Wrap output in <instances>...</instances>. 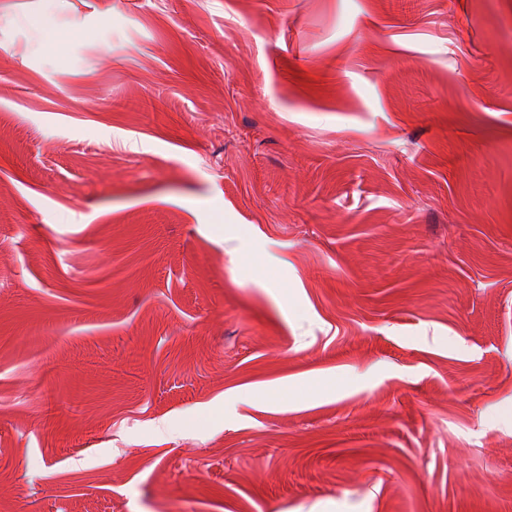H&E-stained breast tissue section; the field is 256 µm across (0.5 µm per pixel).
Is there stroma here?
<instances>
[{"mask_svg":"<svg viewBox=\"0 0 512 512\" xmlns=\"http://www.w3.org/2000/svg\"><path fill=\"white\" fill-rule=\"evenodd\" d=\"M0 512H512V0H0Z\"/></svg>","mask_w":512,"mask_h":512,"instance_id":"35a3bbf8","label":"stroma"}]
</instances>
